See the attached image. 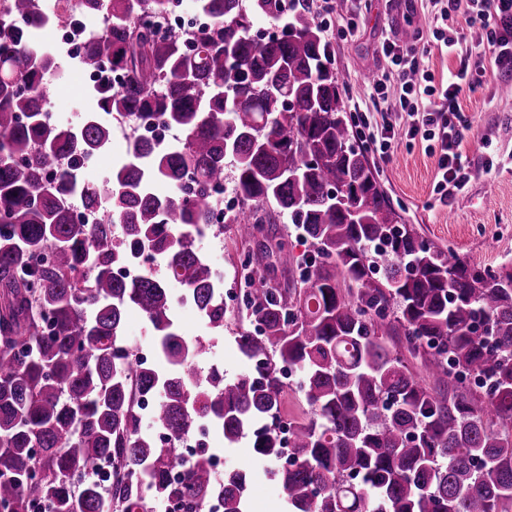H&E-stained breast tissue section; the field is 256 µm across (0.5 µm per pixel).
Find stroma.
Listing matches in <instances>:
<instances>
[{
    "label": "stroma",
    "mask_w": 512,
    "mask_h": 512,
    "mask_svg": "<svg viewBox=\"0 0 512 512\" xmlns=\"http://www.w3.org/2000/svg\"><path fill=\"white\" fill-rule=\"evenodd\" d=\"M342 12L358 23L354 39L327 35L333 45L334 66L344 98L364 92V77L370 65L378 64L387 33L408 40L422 28L421 0H341ZM504 76L486 68L477 92L462 96L460 104L471 119L472 130L462 146L472 167L465 193L436 201L433 192L434 160L420 140L400 139L391 163L378 156L370 161L391 205L405 223L444 250L482 266L497 265L512 253V96L502 95ZM50 97L64 126L78 124L91 111L90 90L74 73L51 79ZM203 255L217 257L225 275H233L245 253L257 243L242 245L232 232L220 238L197 240Z\"/></svg>",
    "instance_id": "1"
}]
</instances>
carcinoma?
Wrapping results in <instances>:
<instances>
[{
  "label": "carcinoma",
  "mask_w": 512,
  "mask_h": 512,
  "mask_svg": "<svg viewBox=\"0 0 512 512\" xmlns=\"http://www.w3.org/2000/svg\"><path fill=\"white\" fill-rule=\"evenodd\" d=\"M39 2L9 0L0 13V33L14 37L0 51L3 512H150L215 497L247 512L252 470L219 483L205 455L186 461L175 447L202 420L227 446L251 435L287 512H512V261L476 267L399 223L351 135L310 0H193L211 26L167 37L157 30L170 0H84L105 21L90 26L79 63L124 80L95 88L96 110L76 128L42 120L61 60L27 35ZM258 18L282 23L280 34L253 38ZM101 112L181 139L165 151L138 144L102 183L85 181L80 164L112 140ZM227 178L241 206L218 222L207 190ZM76 204L99 208L98 222H80ZM229 224L244 242L264 224L293 225L308 249L282 241L276 262L298 277L272 287L249 253L242 302L228 308L193 241ZM130 243L151 248L166 276L113 277ZM174 285L209 332L236 326V377L202 372L210 339L181 335ZM129 308L150 325L155 366L123 342ZM395 336L426 356L433 390ZM284 364L300 372L309 411L290 423L293 460L280 466ZM142 395L157 398L151 432Z\"/></svg>",
  "instance_id": "cac0c4a2"
}]
</instances>
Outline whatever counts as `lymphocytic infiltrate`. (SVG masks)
<instances>
[{"instance_id":"lymphocytic-infiltrate-1","label":"lymphocytic infiltrate","mask_w":512,"mask_h":512,"mask_svg":"<svg viewBox=\"0 0 512 512\" xmlns=\"http://www.w3.org/2000/svg\"><path fill=\"white\" fill-rule=\"evenodd\" d=\"M465 2L468 33L450 21L458 2ZM423 15L428 40L384 39L386 65L366 85L363 100L350 108L369 134V142L384 162H391L398 136L424 141L435 159L433 193L439 202L465 192L470 163L461 144L471 130L460 98L482 85V63L493 55L498 71L512 77V0H425ZM457 56L458 66L435 74L433 56ZM401 113L399 122L377 124L378 110Z\"/></svg>"}]
</instances>
